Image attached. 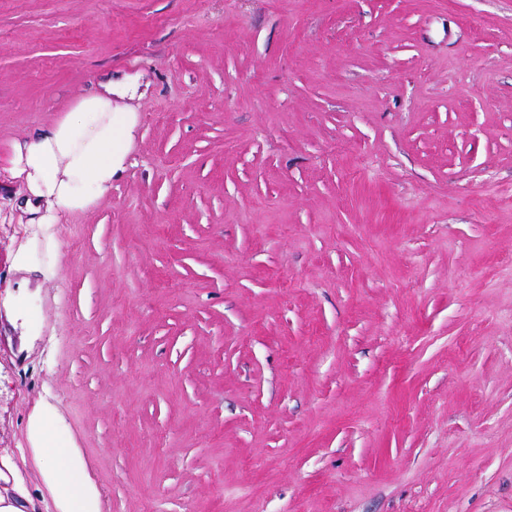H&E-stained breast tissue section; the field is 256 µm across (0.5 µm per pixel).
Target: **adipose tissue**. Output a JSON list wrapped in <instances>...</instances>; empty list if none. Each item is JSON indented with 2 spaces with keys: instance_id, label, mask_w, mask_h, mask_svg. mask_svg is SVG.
<instances>
[{
  "instance_id": "obj_1",
  "label": "adipose tissue",
  "mask_w": 512,
  "mask_h": 512,
  "mask_svg": "<svg viewBox=\"0 0 512 512\" xmlns=\"http://www.w3.org/2000/svg\"><path fill=\"white\" fill-rule=\"evenodd\" d=\"M128 128L112 112V84L83 98L46 133L14 143L12 178L19 180L37 223L88 210L112 188L125 157ZM39 452L52 467L44 477L61 512H100L99 497L74 449L58 444L49 422H32Z\"/></svg>"
}]
</instances>
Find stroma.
<instances>
[{"mask_svg":"<svg viewBox=\"0 0 512 512\" xmlns=\"http://www.w3.org/2000/svg\"><path fill=\"white\" fill-rule=\"evenodd\" d=\"M108 77L110 193L29 223L12 143ZM44 410L100 512H512V0H0L22 512Z\"/></svg>","mask_w":512,"mask_h":512,"instance_id":"stroma-1","label":"stroma"}]
</instances>
